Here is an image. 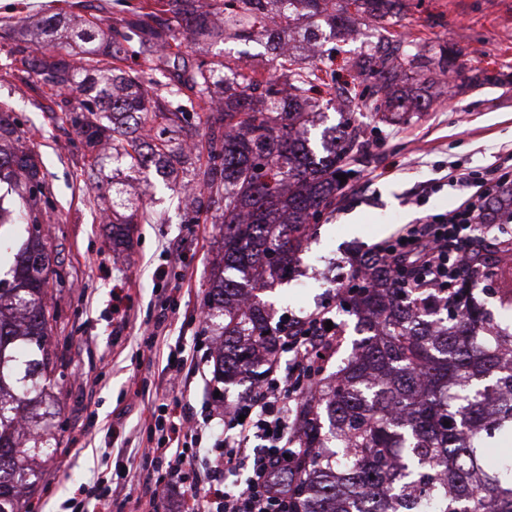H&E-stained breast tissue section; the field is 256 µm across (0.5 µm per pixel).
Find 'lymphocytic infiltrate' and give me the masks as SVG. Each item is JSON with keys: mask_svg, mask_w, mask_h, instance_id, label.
<instances>
[{"mask_svg": "<svg viewBox=\"0 0 512 512\" xmlns=\"http://www.w3.org/2000/svg\"><path fill=\"white\" fill-rule=\"evenodd\" d=\"M451 183L468 192L457 209L423 216L379 248L380 254L400 260L407 273V287L429 292L470 278L465 248L489 216L488 198L502 196L512 188V169L493 170L486 178L463 173ZM331 312L327 305L291 317V329L283 334L286 348L293 354L287 373L253 388L227 410L238 432L225 439L222 452L197 446L198 427L189 415L170 422L166 438L144 448V457L166 466L170 474L167 483L152 488L151 498L177 493L179 512H288V487L277 483L276 477L296 440L291 404L317 391L310 361L323 344L334 339L333 332L326 329ZM198 459L208 465V485L201 489L186 484L182 476L183 469ZM240 471L246 474L244 486L229 488L227 479Z\"/></svg>", "mask_w": 512, "mask_h": 512, "instance_id": "1", "label": "lymphocytic infiltrate"}]
</instances>
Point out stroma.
I'll use <instances>...</instances> for the list:
<instances>
[{
	"instance_id": "obj_1",
	"label": "stroma",
	"mask_w": 512,
	"mask_h": 512,
	"mask_svg": "<svg viewBox=\"0 0 512 512\" xmlns=\"http://www.w3.org/2000/svg\"><path fill=\"white\" fill-rule=\"evenodd\" d=\"M94 14L112 19V0H0V108L40 153L51 194L39 233L51 256L47 305L53 316L49 346L63 362L58 382L59 448L67 462L43 464L31 499L32 512H62L66 500L95 503L115 482L116 459L127 468L126 496L137 497L158 473L142 459L149 439V403L142 389H171L189 406L201 429L203 446L226 429L211 400V332L200 318L211 272L220 258L218 211L187 221L194 199L177 194L190 182L194 166L175 165L165 176L143 175L116 159L93 160L71 125L55 120V95L21 77V56L10 36L27 19L49 15ZM406 48L427 45L457 50L468 67L492 75L476 88H454L433 97L427 111L390 123L371 112L352 114L369 141L365 159L352 162L353 175L336 212L323 216L305 244L294 280L263 292L274 316L300 315L333 297L324 281L332 264L355 250H371L427 214L445 213L461 202L451 187H436L450 173H488L512 164V0H405L390 27ZM318 60H332L335 83L323 89L326 101L308 128L313 147L340 121L332 101L345 84L364 89L352 64L370 51L356 35H333L321 26ZM193 57L230 65L265 68L270 44L265 36L194 46ZM127 211L147 210L150 223L132 227L129 249L114 250L105 218L113 202ZM181 252L182 282L161 277L173 252ZM306 290H298V282ZM123 290L122 314L112 311V293ZM167 316L165 330L150 327ZM187 360L183 379L170 383L164 371L169 349Z\"/></svg>"
}]
</instances>
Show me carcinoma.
<instances>
[{
    "instance_id": "obj_1",
    "label": "carcinoma",
    "mask_w": 512,
    "mask_h": 512,
    "mask_svg": "<svg viewBox=\"0 0 512 512\" xmlns=\"http://www.w3.org/2000/svg\"><path fill=\"white\" fill-rule=\"evenodd\" d=\"M132 18L80 27L63 18L40 20L44 38L22 39L23 71L59 97L62 119L91 153L98 148L147 172L149 163L183 151L175 134L191 116L179 104L190 91L205 119L207 159L188 188L221 210L222 267L207 294L209 320L220 336L211 353L214 377L226 385L266 375L279 359V329L259 293L288 277L310 226L336 210L342 162L365 154L369 142L346 117L332 128L327 155L303 136L319 106L310 96L336 72L304 66L293 55L272 63L274 76L232 71L235 93L219 103L224 70L190 60L194 44L246 40L278 18L282 38L304 28L317 40L314 20L341 29L353 9L379 33L361 73L373 84L338 101L343 114L363 108L381 122L396 112H424L420 87L403 80L423 73L426 83L453 71L468 86L490 82L448 57V50H407L385 36L403 0H211L221 21L200 0H114ZM77 46L75 64L63 46ZM154 116L168 137L118 140L111 127ZM9 114L0 113V175L15 178L24 223L37 229L48 184L41 156L19 144ZM112 245L130 240L132 219L112 202ZM0 512H23L24 499L41 479L39 460L53 456L54 375L61 364L46 345V246L18 251L0 232ZM340 305L360 319L364 337L320 392L299 409L298 445L304 456L291 475V512H512V448L497 467L484 464L489 443H512V329L486 325L469 282L448 305L402 287L391 265L375 254L347 271Z\"/></svg>"
}]
</instances>
